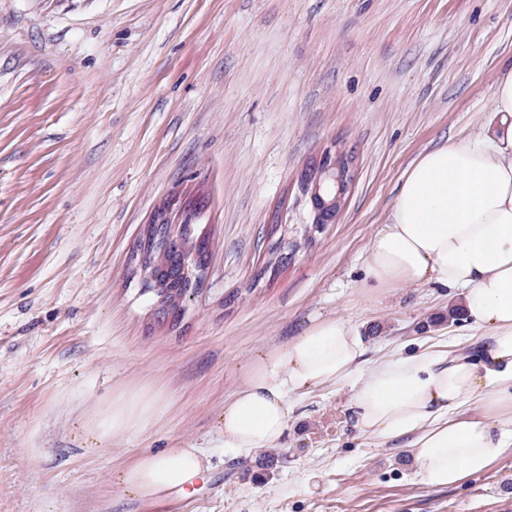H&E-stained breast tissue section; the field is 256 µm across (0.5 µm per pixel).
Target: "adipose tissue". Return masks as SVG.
I'll use <instances>...</instances> for the list:
<instances>
[{"instance_id": "obj_1", "label": "adipose tissue", "mask_w": 512, "mask_h": 512, "mask_svg": "<svg viewBox=\"0 0 512 512\" xmlns=\"http://www.w3.org/2000/svg\"><path fill=\"white\" fill-rule=\"evenodd\" d=\"M496 116L459 143L422 153L364 261L363 285L448 289L486 338L478 354L438 345L364 365V340L344 318H317L281 348L258 354L224 403V445L251 456L278 448L293 399L350 387L361 433L406 442L421 482L458 486L512 453V70L495 92ZM166 405L124 388L96 418L99 438L146 431ZM209 468L199 448L139 455L115 480L144 500L189 495Z\"/></svg>"}]
</instances>
